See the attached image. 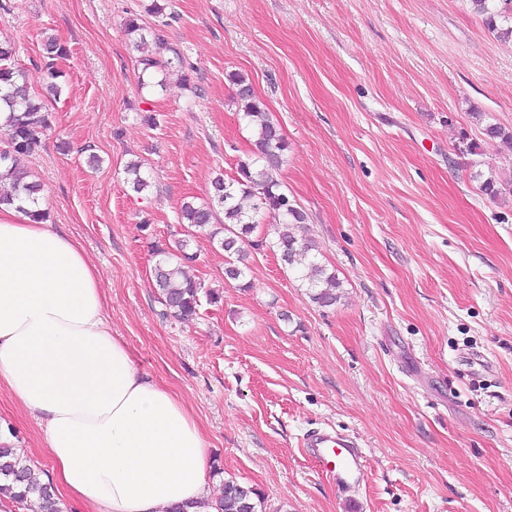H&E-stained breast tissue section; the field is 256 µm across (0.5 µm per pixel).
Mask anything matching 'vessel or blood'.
<instances>
[{
	"label": "vessel or blood",
	"instance_id": "b4317fda",
	"mask_svg": "<svg viewBox=\"0 0 512 512\" xmlns=\"http://www.w3.org/2000/svg\"><path fill=\"white\" fill-rule=\"evenodd\" d=\"M303 446L310 458L335 477L338 488L351 490L363 480L367 464L361 448L349 436L315 430L306 436Z\"/></svg>",
	"mask_w": 512,
	"mask_h": 512
}]
</instances>
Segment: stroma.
<instances>
[{
	"instance_id": "1",
	"label": "stroma",
	"mask_w": 512,
	"mask_h": 512,
	"mask_svg": "<svg viewBox=\"0 0 512 512\" xmlns=\"http://www.w3.org/2000/svg\"><path fill=\"white\" fill-rule=\"evenodd\" d=\"M132 15L162 28L189 82L140 86ZM51 35L70 51L57 97L39 66ZM0 42L48 115L17 163L97 270L113 335L198 421L213 493L231 477L263 512H512V193L489 199L478 181L512 179V153L484 132L512 126L511 37L468 0H0ZM236 74L288 143L281 188L340 297L313 303L269 248L226 279L200 232L185 270L206 294L179 320L153 269L184 236L183 203L252 154ZM0 428L51 471L42 426L3 387ZM315 429L357 440L355 495L307 456Z\"/></svg>"
}]
</instances>
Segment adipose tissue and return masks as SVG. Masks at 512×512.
I'll list each match as a JSON object with an SVG mask.
<instances>
[{"label": "adipose tissue", "instance_id": "1", "mask_svg": "<svg viewBox=\"0 0 512 512\" xmlns=\"http://www.w3.org/2000/svg\"><path fill=\"white\" fill-rule=\"evenodd\" d=\"M0 383L41 420L56 489L90 512H214L207 440L113 336L81 245L0 209Z\"/></svg>", "mask_w": 512, "mask_h": 512}]
</instances>
